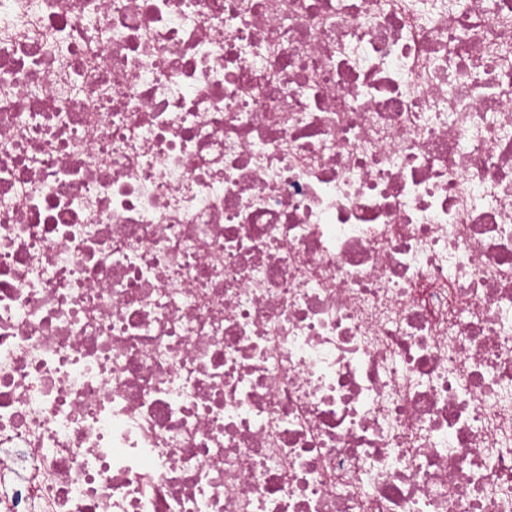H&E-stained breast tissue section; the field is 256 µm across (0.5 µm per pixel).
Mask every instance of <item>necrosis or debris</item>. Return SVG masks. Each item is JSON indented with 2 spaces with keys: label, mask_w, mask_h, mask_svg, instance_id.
<instances>
[{
  "label": "necrosis or debris",
  "mask_w": 512,
  "mask_h": 512,
  "mask_svg": "<svg viewBox=\"0 0 512 512\" xmlns=\"http://www.w3.org/2000/svg\"><path fill=\"white\" fill-rule=\"evenodd\" d=\"M0 512H512V0H0Z\"/></svg>",
  "instance_id": "4bbe7bcc"
}]
</instances>
